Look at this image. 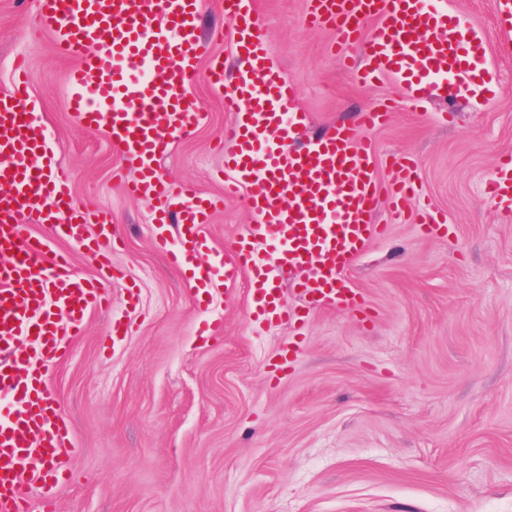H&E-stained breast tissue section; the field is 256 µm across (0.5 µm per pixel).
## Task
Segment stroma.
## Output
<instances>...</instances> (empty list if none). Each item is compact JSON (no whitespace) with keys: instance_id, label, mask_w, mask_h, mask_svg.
I'll use <instances>...</instances> for the list:
<instances>
[{"instance_id":"1","label":"stroma","mask_w":512,"mask_h":512,"mask_svg":"<svg viewBox=\"0 0 512 512\" xmlns=\"http://www.w3.org/2000/svg\"><path fill=\"white\" fill-rule=\"evenodd\" d=\"M487 43L500 86L492 97L414 105L393 80L366 85L336 55L333 31L306 20V0H258L272 64L297 87L292 109L322 129L375 104L393 109L371 131L377 174L390 190L413 163L420 196L404 217L380 203L389 227L349 271L374 311L372 325L315 308L302 328L250 316L248 278L216 279L198 299L189 275L153 243L154 202L127 195L137 177L106 132L69 111L71 60L39 28L38 0H0V92L25 56L30 87L74 206L111 220L106 261L136 287L112 290V308L88 315L52 371L58 408L72 425L58 461L66 471L55 512H512V213L484 196L501 154L512 153V26L496 0H450ZM207 38L197 61L232 63L214 37L227 19L203 0ZM204 119L195 136L159 159L180 186L218 196V138L232 117L224 97L192 86ZM455 114L443 118L445 109ZM123 168V167H122ZM447 218L417 229L422 206ZM252 217L225 201L203 234L214 262ZM121 319L125 335L112 334Z\"/></svg>"}]
</instances>
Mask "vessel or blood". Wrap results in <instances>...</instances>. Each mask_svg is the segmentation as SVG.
<instances>
[{
    "label": "vessel or blood",
    "mask_w": 512,
    "mask_h": 512,
    "mask_svg": "<svg viewBox=\"0 0 512 512\" xmlns=\"http://www.w3.org/2000/svg\"><path fill=\"white\" fill-rule=\"evenodd\" d=\"M200 0H39L36 22L55 34L59 55L76 60L68 74V105L88 126L109 133L125 165L139 175L130 195L155 203V242L172 266L188 271L199 288L214 282L212 267L198 264L208 243L201 235L225 197L241 196L254 222L224 257V283L251 276L255 318L293 323L318 306L360 315L362 297L344 274L385 225L372 223L380 201L375 149L357 129L387 124L380 105L321 136L301 139V118L292 112L294 83L268 57L254 0H222L237 73L225 82L224 62L206 74L194 61L203 41ZM312 23L335 29L347 50L361 46L357 72L369 82L393 78L412 101L455 100L493 81L485 42L475 25L449 12L446 0H309ZM373 29H366L367 21ZM224 87V109L233 117L224 137V194L175 189L156 168L170 140L192 139L203 120L187 88L198 76ZM24 62L10 88L0 93V512H31L22 482L43 490L42 512H53L63 473L52 458L69 446L71 424L53 398L46 369L69 337L80 335L89 310L108 308L112 274L80 277L65 254L30 235V223L47 227L89 254L104 257L112 243L109 224L92 208L73 207L69 172L49 142L29 93ZM391 188L395 211L417 193L418 174L402 164ZM493 205L512 209V154L500 158L485 184ZM99 233L87 234L90 224ZM268 242L289 270L311 269L293 285L301 308H288L257 250Z\"/></svg>",
    "instance_id": "1"
}]
</instances>
